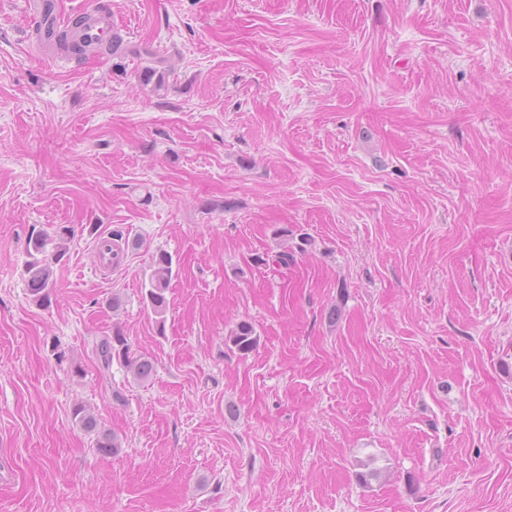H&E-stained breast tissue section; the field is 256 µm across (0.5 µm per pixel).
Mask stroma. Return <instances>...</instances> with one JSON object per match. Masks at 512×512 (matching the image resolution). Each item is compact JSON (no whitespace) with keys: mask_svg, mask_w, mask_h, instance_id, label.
<instances>
[{"mask_svg":"<svg viewBox=\"0 0 512 512\" xmlns=\"http://www.w3.org/2000/svg\"><path fill=\"white\" fill-rule=\"evenodd\" d=\"M52 2L167 74L44 58L0 0V512H512V0ZM112 51V56H133L144 60L147 64L142 67L140 78L145 84H150L156 79L155 84H161L165 80L166 69L162 57L156 50L136 46L124 45V40L117 34L112 39V46L107 47ZM48 242L46 234L31 236L27 242V254L30 260L26 266V287L33 301L39 304L48 302L49 288H51L53 271L46 255ZM172 264L173 259L168 252L156 251L152 256L148 283L144 284V298L160 317L164 315L168 304L167 292L172 277ZM229 341L241 356L248 355L257 346V336L254 327L249 322H240L231 336H229ZM94 351L103 371H108L114 360L124 365L138 381L147 380L154 371L153 361L132 354L127 339L120 332L113 333L112 337H100L95 342ZM73 419L85 431L94 436V446L101 455H110L118 452L117 439L108 432L98 429V423L83 404H76L73 408Z\"/></svg>","mask_w":512,"mask_h":512,"instance_id":"stroma-1","label":"stroma"}]
</instances>
